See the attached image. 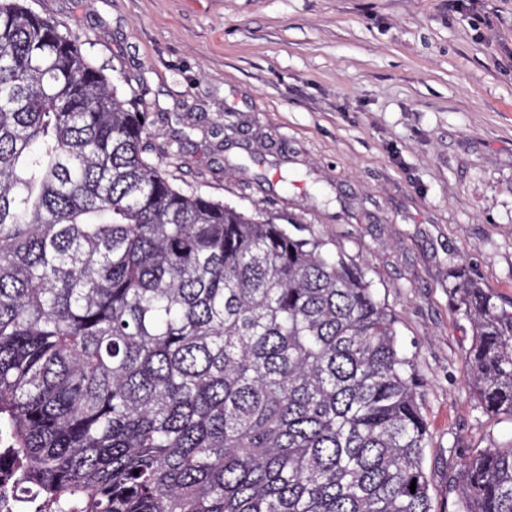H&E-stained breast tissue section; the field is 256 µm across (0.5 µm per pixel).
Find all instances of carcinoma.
Listing matches in <instances>:
<instances>
[{
    "instance_id": "1",
    "label": "carcinoma",
    "mask_w": 512,
    "mask_h": 512,
    "mask_svg": "<svg viewBox=\"0 0 512 512\" xmlns=\"http://www.w3.org/2000/svg\"><path fill=\"white\" fill-rule=\"evenodd\" d=\"M149 126L73 31L0 0V450L27 512H436L364 269L175 185ZM453 288L473 394L512 419V311ZM458 479L457 512H512V442Z\"/></svg>"
}]
</instances>
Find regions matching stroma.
Returning a JSON list of instances; mask_svg holds the SVG:
<instances>
[{
  "instance_id": "obj_1",
  "label": "stroma",
  "mask_w": 512,
  "mask_h": 512,
  "mask_svg": "<svg viewBox=\"0 0 512 512\" xmlns=\"http://www.w3.org/2000/svg\"><path fill=\"white\" fill-rule=\"evenodd\" d=\"M134 90L184 189L361 265L423 382L424 466L512 441L463 372L451 271L512 305V0H27Z\"/></svg>"
}]
</instances>
